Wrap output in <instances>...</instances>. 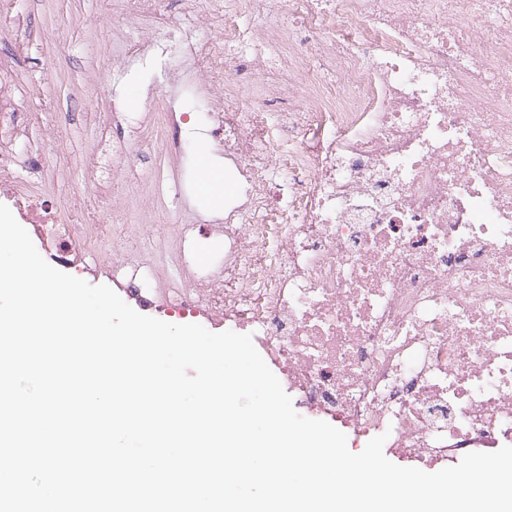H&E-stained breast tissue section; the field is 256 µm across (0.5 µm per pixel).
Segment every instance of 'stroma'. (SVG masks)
<instances>
[{
	"label": "stroma",
	"instance_id": "35a3bbf8",
	"mask_svg": "<svg viewBox=\"0 0 512 512\" xmlns=\"http://www.w3.org/2000/svg\"><path fill=\"white\" fill-rule=\"evenodd\" d=\"M21 23V39L0 47V67L14 68L23 111L32 113L34 124L16 143L26 152L38 142L42 165L32 172L49 208L59 223L83 207L93 192L85 183L82 162L97 138L94 114L97 101L87 94L88 83L112 85V5L110 0H0V20ZM161 70L144 66L125 74L117 84L128 101L130 121L147 119L156 111L155 100L164 92ZM186 144L184 167L197 171L196 152L207 144L205 123L192 98L180 103ZM0 204L6 205L29 233L40 255L53 267L93 285H111L122 300L137 312L178 324L181 316L142 300L125 287L114 285L107 269L112 256L100 252L74 262L59 258L46 242L25 208L8 185H0Z\"/></svg>",
	"mask_w": 512,
	"mask_h": 512
}]
</instances>
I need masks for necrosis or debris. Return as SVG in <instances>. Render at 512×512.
I'll list each match as a JSON object with an SVG mask.
<instances>
[{"mask_svg": "<svg viewBox=\"0 0 512 512\" xmlns=\"http://www.w3.org/2000/svg\"><path fill=\"white\" fill-rule=\"evenodd\" d=\"M202 2L208 39L181 45L170 101L112 169L162 237L140 248L114 211L112 277L252 334L307 413L353 439L427 464L512 446V0ZM167 5L112 0L147 33L115 68L168 54ZM14 93L0 69V182L61 252L83 251L81 224L50 223L15 179L37 157L13 151ZM188 93L237 178L217 224L169 219L130 178L142 144L183 159ZM211 236L224 249L199 265Z\"/></svg>", "mask_w": 512, "mask_h": 512, "instance_id": "obj_1", "label": "necrosis or debris"}]
</instances>
